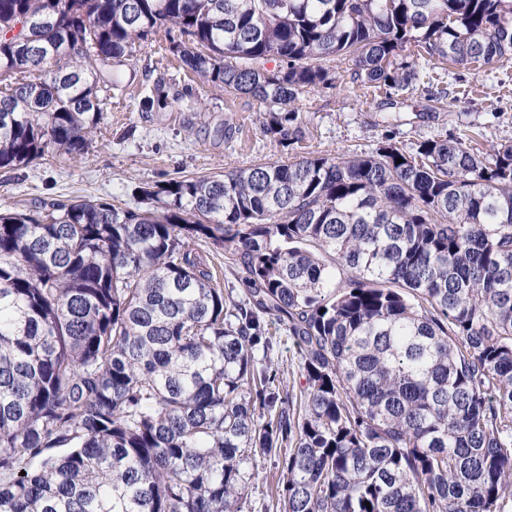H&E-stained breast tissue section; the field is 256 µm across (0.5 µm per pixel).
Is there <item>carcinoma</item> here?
Wrapping results in <instances>:
<instances>
[{
  "label": "carcinoma",
  "instance_id": "cac0c4a2",
  "mask_svg": "<svg viewBox=\"0 0 512 512\" xmlns=\"http://www.w3.org/2000/svg\"><path fill=\"white\" fill-rule=\"evenodd\" d=\"M162 29L280 144L330 58L398 92L410 45L512 58V0H0V170L86 154L99 92ZM137 195L0 211V512H244L269 457L279 512H507L512 144L386 140ZM277 336H279L278 341H280L278 344V359L281 368L280 378L283 379L284 385H287L290 390L294 386V391L297 392L305 383L298 369L300 358L298 349L282 332L278 333Z\"/></svg>",
  "mask_w": 512,
  "mask_h": 512
}]
</instances>
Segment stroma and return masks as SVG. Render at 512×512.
Returning <instances> with one entry per match:
<instances>
[{
  "instance_id": "obj_1",
  "label": "stroma",
  "mask_w": 512,
  "mask_h": 512,
  "mask_svg": "<svg viewBox=\"0 0 512 512\" xmlns=\"http://www.w3.org/2000/svg\"><path fill=\"white\" fill-rule=\"evenodd\" d=\"M335 86L301 94L298 139L287 144L261 131L263 106L246 96L210 88L180 68L170 38L157 33L137 43L108 93L93 144L82 158L48 157L0 170V208L29 210L76 198L137 208L135 190L187 175H219L264 161L375 151L385 136L411 153L424 138L466 132L482 151L512 143V59L479 69L439 65L431 73L447 91L429 103L423 88L386 107L384 93L353 81L351 62L334 59ZM151 107H144L145 99Z\"/></svg>"
}]
</instances>
